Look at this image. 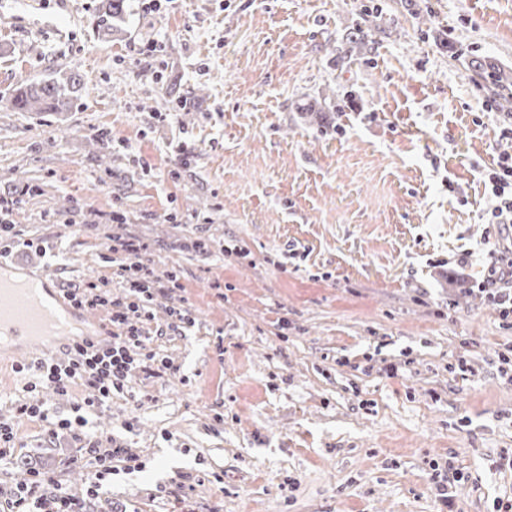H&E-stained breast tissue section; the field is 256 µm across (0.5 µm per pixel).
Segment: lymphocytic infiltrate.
Instances as JSON below:
<instances>
[{
  "mask_svg": "<svg viewBox=\"0 0 512 512\" xmlns=\"http://www.w3.org/2000/svg\"><path fill=\"white\" fill-rule=\"evenodd\" d=\"M498 167L493 176L497 203L492 211L499 233L498 258L478 288L493 301L505 324L512 320V155L499 158ZM143 249L134 237L118 236L107 245L103 259L119 279V295H112L93 282L67 294L77 309L105 312L107 341L91 350L74 346L67 359L35 360L20 369L33 381L27 388V401L16 408L17 417L45 422L53 433H72L76 452L70 462L90 472L92 481L86 490L90 497L97 496L103 483L118 472L132 473L144 467L143 461L114 444L109 436L88 432L90 416L104 410L114 396L134 398L130 380L136 372L160 375L172 369L170 362L159 359L145 325L152 319L150 305L155 296L165 293L167 286H178L179 277L171 275L168 285H160L142 259ZM78 383L91 389V397L75 406L72 416L51 414L40 397L41 388L64 395ZM10 512H80V507L78 499L64 490L55 476L32 472L18 481Z\"/></svg>",
  "mask_w": 512,
  "mask_h": 512,
  "instance_id": "f902f5d3",
  "label": "lymphocytic infiltrate"
}]
</instances>
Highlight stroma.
Returning <instances> with one entry per match:
<instances>
[{
  "instance_id": "stroma-1",
  "label": "stroma",
  "mask_w": 512,
  "mask_h": 512,
  "mask_svg": "<svg viewBox=\"0 0 512 512\" xmlns=\"http://www.w3.org/2000/svg\"><path fill=\"white\" fill-rule=\"evenodd\" d=\"M374 2L378 33L340 62L360 0H128L108 39L100 0H0V195L34 243L13 264L64 292L100 284L107 244L131 235L158 281L181 282L148 324L174 374L137 375L145 400L88 426L145 470L87 497L73 438L25 421L0 512L32 467L86 512H439L431 464L449 459L458 512L512 498L496 466L512 329L471 288L495 248L489 175L512 154L472 63L512 71V0ZM59 71L84 82L63 111L6 106ZM179 305L196 320L183 336L165 328Z\"/></svg>"
}]
</instances>
